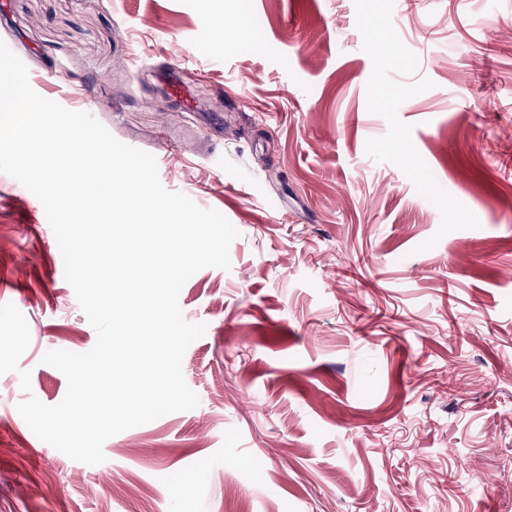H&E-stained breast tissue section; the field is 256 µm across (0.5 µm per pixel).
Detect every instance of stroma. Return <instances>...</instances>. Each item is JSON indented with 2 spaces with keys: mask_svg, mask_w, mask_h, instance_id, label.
Masks as SVG:
<instances>
[{
  "mask_svg": "<svg viewBox=\"0 0 512 512\" xmlns=\"http://www.w3.org/2000/svg\"><path fill=\"white\" fill-rule=\"evenodd\" d=\"M0 40L239 233L179 295L198 406L83 464L17 405L96 332L0 173V512H512V0H0Z\"/></svg>",
  "mask_w": 512,
  "mask_h": 512,
  "instance_id": "stroma-1",
  "label": "stroma"
}]
</instances>
